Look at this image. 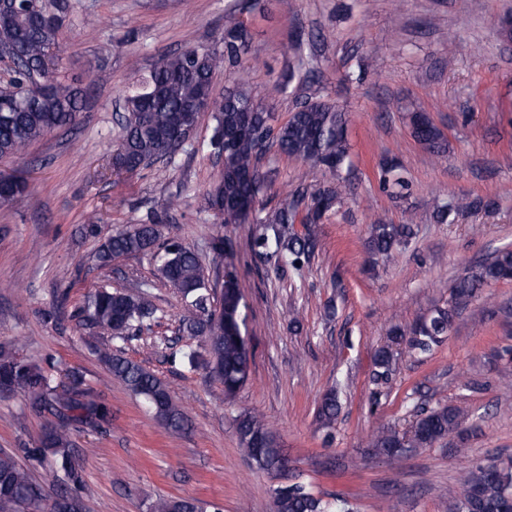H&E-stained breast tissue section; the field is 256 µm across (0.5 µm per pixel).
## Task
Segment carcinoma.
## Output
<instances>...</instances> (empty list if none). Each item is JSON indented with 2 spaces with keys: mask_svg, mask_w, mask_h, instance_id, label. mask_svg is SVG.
<instances>
[{
  "mask_svg": "<svg viewBox=\"0 0 512 512\" xmlns=\"http://www.w3.org/2000/svg\"><path fill=\"white\" fill-rule=\"evenodd\" d=\"M69 8V0H0V46L12 47L17 58L11 81L0 82V157L21 156L44 136L77 124L83 90L55 76L66 49L63 28ZM249 52L240 24L230 15L225 18L224 50L189 44L149 71L134 72V81L123 97L119 144L111 165L116 172L134 173L158 161L175 163L191 144L198 126L196 105L207 103L212 120L207 147L223 162L218 184L208 196V207L223 216L224 223L234 224L235 204L244 201L257 224L251 242L253 252L275 259L281 270L299 272L315 255L314 225L340 201L342 181L311 189L298 187L289 195L288 203L267 211L260 200L270 185L260 173L259 158L271 143L291 158L338 173L349 157L348 121L339 106L314 101L302 103L287 121L279 123L243 84L222 96L214 95L215 75L226 68V63ZM411 126L414 139L427 151L435 155L447 152L445 136L428 116L415 114ZM379 184L395 200L404 198L409 190V181L395 163L381 165ZM25 196L23 181L0 175V205H18ZM497 205L490 196L458 197L438 209L435 219L440 224H452L466 214ZM175 206L177 200L169 197L151 208L140 223L106 237L96 259L99 266L107 267L122 256L151 255L156 278L175 288L190 311L181 319L178 332L199 339L197 348L184 353L183 358L192 368L208 369L224 385L225 399L232 400L248 380L244 371L248 354L242 340L245 304L237 277L229 271L220 306L212 307L211 288L203 277L198 254L178 235H162L163 216ZM298 219L305 228L302 234L294 229ZM413 235L410 224L377 220L368 226L365 245L371 254L388 259L395 250L407 246ZM511 277L512 249L507 248L468 269L455 281L448 307L431 311L406 331H390L388 343L374 356L375 382L389 383L403 357L431 352L444 341L461 305L479 290ZM76 317L99 335L121 342L137 337L140 330L159 319L144 288L135 293L99 288L86 297ZM96 353L113 376L148 404L160 423L173 431L184 428L186 414L172 399L163 379L110 345L97 348ZM0 388L26 396L32 411H47L56 418L41 447L0 452V491L8 494L0 497V512H37L43 496L19 458L51 454L57 481L76 490L83 477L68 427L78 422L103 429L112 425V414L98 392L77 379L70 385H51L48 370L20 353L15 344L0 347ZM337 412L336 392L331 391L323 397L319 414L330 426ZM465 419L464 410L456 405L420 407L409 429L401 432L383 426L371 436L370 445L399 460L406 448H431L455 436L460 443L455 452L462 454L475 431L463 427ZM236 432L258 469L283 467L279 441L263 418L252 413L239 415ZM274 504L275 512H354L347 500L325 501L299 483L276 489ZM448 507L451 512H512V457L472 463L459 484L448 489ZM50 512H85V505L79 495L65 491L53 500ZM149 512H201V506L190 498L159 497L149 505Z\"/></svg>",
  "mask_w": 512,
  "mask_h": 512,
  "instance_id": "carcinoma-1",
  "label": "carcinoma"
}]
</instances>
